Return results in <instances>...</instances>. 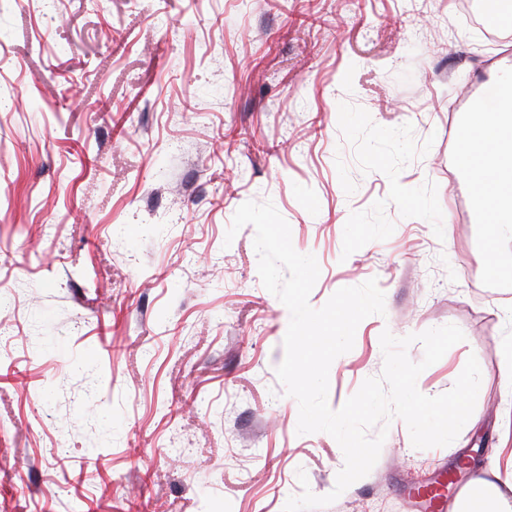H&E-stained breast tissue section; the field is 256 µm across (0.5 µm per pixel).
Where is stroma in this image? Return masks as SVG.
<instances>
[{
	"mask_svg": "<svg viewBox=\"0 0 512 512\" xmlns=\"http://www.w3.org/2000/svg\"><path fill=\"white\" fill-rule=\"evenodd\" d=\"M461 2L0 0V512H283L334 489L340 446L298 434L276 375L290 314L255 229L226 237L249 200L315 256L312 308L385 294L330 367L332 410L380 376L386 330L463 331L424 395L481 369L451 444L393 418L319 512H455L491 467L506 488L512 289L485 277L456 144L512 39Z\"/></svg>",
	"mask_w": 512,
	"mask_h": 512,
	"instance_id": "1",
	"label": "stroma"
}]
</instances>
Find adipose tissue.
<instances>
[{"instance_id":"adipose-tissue-1","label":"adipose tissue","mask_w":512,"mask_h":512,"mask_svg":"<svg viewBox=\"0 0 512 512\" xmlns=\"http://www.w3.org/2000/svg\"><path fill=\"white\" fill-rule=\"evenodd\" d=\"M497 95L482 99L461 128L456 153L471 190L474 221L490 227L488 279L512 275V254L500 253L512 240V66L493 82ZM459 512H512L506 497L486 475H478L462 496Z\"/></svg>"}]
</instances>
